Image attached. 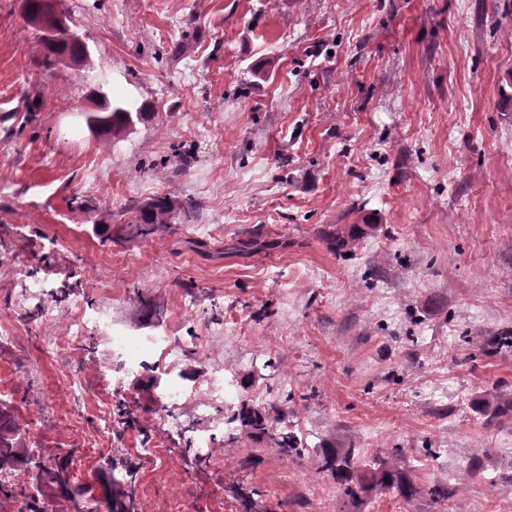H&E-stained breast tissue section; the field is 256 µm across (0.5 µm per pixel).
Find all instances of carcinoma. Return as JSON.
I'll list each match as a JSON object with an SVG mask.
<instances>
[{"label":"carcinoma","mask_w":512,"mask_h":512,"mask_svg":"<svg viewBox=\"0 0 512 512\" xmlns=\"http://www.w3.org/2000/svg\"><path fill=\"white\" fill-rule=\"evenodd\" d=\"M25 18L42 35L41 44L45 51V58L60 60L64 57L74 62L87 59L89 51L87 46L69 39L65 30L54 38L45 37V32L60 23L57 11L51 6L50 0H24ZM146 103L135 105L128 96L117 99H108V105H99L94 112L84 113L85 120L93 121L98 135L110 140L117 138L133 127L132 114L145 115ZM174 219V208L168 196H158L145 206L136 210L130 223L143 225L142 234L148 235L157 228L169 224ZM233 420L240 422L241 426L253 431H264L267 427V415L250 405L247 401L239 402L238 409L233 414ZM354 450H338L323 456L320 469L328 471L339 485L341 493L353 500L360 501L368 490L375 486L394 487L399 495L405 499L424 492L435 502H444L449 498L448 485L434 483L425 487H416L412 482L402 479L399 474L376 467L372 469L371 482L366 477L355 472Z\"/></svg>","instance_id":"cac0c4a2"}]
</instances>
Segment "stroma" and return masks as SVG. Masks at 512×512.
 I'll use <instances>...</instances> for the list:
<instances>
[{
    "label": "stroma",
    "mask_w": 512,
    "mask_h": 512,
    "mask_svg": "<svg viewBox=\"0 0 512 512\" xmlns=\"http://www.w3.org/2000/svg\"><path fill=\"white\" fill-rule=\"evenodd\" d=\"M57 9L87 61L45 60L23 0H0V256L41 279L60 324L107 301L127 334L190 350L117 382L96 370L104 345L75 347L76 408L36 330L0 335V413L37 425L18 429L11 469L29 480L0 482V512H512V421L481 411L512 397V351L487 350L512 330V0ZM97 88L153 109L97 139L77 117ZM164 195L190 215L138 234L135 210ZM218 323L236 343L208 344ZM215 358L271 426L225 425L205 462L191 416L176 430L159 408ZM339 448L360 475L377 459L451 496L351 501L320 469ZM54 464L87 494L51 482Z\"/></svg>",
    "instance_id": "obj_1"
}]
</instances>
